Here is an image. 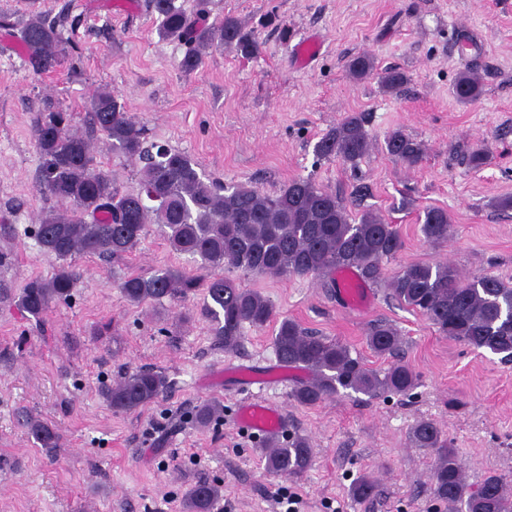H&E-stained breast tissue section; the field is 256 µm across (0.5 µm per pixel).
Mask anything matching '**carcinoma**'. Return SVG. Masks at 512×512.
<instances>
[{"mask_svg":"<svg viewBox=\"0 0 512 512\" xmlns=\"http://www.w3.org/2000/svg\"><path fill=\"white\" fill-rule=\"evenodd\" d=\"M73 0L59 11H37L20 29L10 16H0V30L12 31L23 49L25 61L36 71L46 70L69 53L71 41L64 37ZM156 15L159 39L188 45L181 67H201L209 51L229 49L243 57L258 53L256 34L244 29L238 19L226 16L209 23L190 18L179 0H149ZM355 78L375 69L374 59L358 55L348 64ZM408 81L405 72L387 68L382 84L395 91ZM454 92L463 103L479 99V78L471 70L460 72ZM361 113L347 116L315 144L323 159L340 158L355 163L372 148ZM92 131L112 141V149L142 163L138 188L122 192L93 152L92 137L72 129L66 112H47L33 126L41 157L40 185L55 201L46 210L36 234L40 250L59 260L75 256L123 258L136 250L147 226L167 229L171 250L197 258L201 274L165 268L150 277L128 274L119 288L131 305L146 302L186 301L203 296L200 315L208 320L216 342L226 350L239 347L244 325L262 328L273 320L274 306L260 292L242 288L226 275L230 269L257 275L286 278L314 276L337 287L336 271L353 269L370 285L384 282L382 263L403 247L395 225L374 211L354 216L344 198L318 186L310 178H295L270 194L245 184L230 187L209 181L189 154L150 141L148 129L125 111L108 90L91 100ZM386 153L408 165L423 154L421 143L395 130L385 139ZM432 243L448 240L450 218L443 208L424 211L421 227ZM74 274L59 267L46 280L31 281L18 297L24 312L39 320L54 300H67ZM392 298L426 317L437 330L474 349H488L512 361V287L490 273L463 277L448 263H415L404 267L387 282ZM370 349L394 355L400 347L398 330L386 321L371 324L367 333ZM279 365L308 373L299 381L293 399L314 405L327 397L351 390L369 397L405 394L415 386V374L401 362L380 374L368 368L350 349L338 342L308 334L296 321L282 319L273 336ZM167 388L164 373L142 369L121 377L103 392L117 412H132L155 402ZM44 448L59 446L60 435L50 426L29 424ZM410 445L432 451L438 461L431 473L435 497L448 512H512V497L502 478L491 475L479 489L465 495L464 475L458 456L448 446L441 430L430 420H419L410 429ZM268 471L298 477L312 465L310 440L288 436L266 452ZM224 488L199 480L187 490L184 512H214Z\"/></svg>","mask_w":512,"mask_h":512,"instance_id":"obj_1","label":"carcinoma"}]
</instances>
